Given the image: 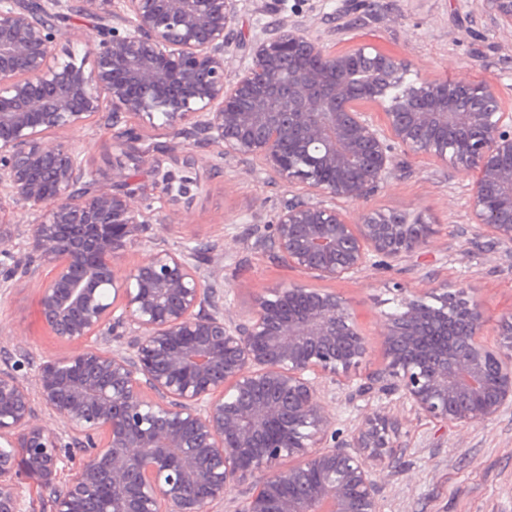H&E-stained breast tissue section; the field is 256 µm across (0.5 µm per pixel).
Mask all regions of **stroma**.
Instances as JSON below:
<instances>
[{
  "instance_id": "1",
  "label": "stroma",
  "mask_w": 512,
  "mask_h": 512,
  "mask_svg": "<svg viewBox=\"0 0 512 512\" xmlns=\"http://www.w3.org/2000/svg\"><path fill=\"white\" fill-rule=\"evenodd\" d=\"M299 27L332 52L359 44L409 58L421 72L451 81L496 83L505 111L512 113V31H493L479 0H240L225 78L248 63L247 47L276 24ZM147 156L124 146L120 128L105 120L90 121L79 131L47 133L50 141L67 140L81 152L84 165L99 178L119 173L137 188V204L149 235L172 248L214 244L224 249V306L247 312L250 287L276 289L300 279L268 248L256 242L254 229L270 224L288 202L303 197L257 171L243 160L225 156L215 144H199L193 155L207 167L191 169L174 160L173 145L183 141L177 130L141 124L131 118ZM194 181V200L182 220L169 222L175 204L165 186L167 173ZM472 181L452 165L396 151L392 174L366 208L376 215H395L407 222L432 225V247L380 271L333 282L353 309L368 342L358 365L340 373L332 384L334 431L346 437L375 413L397 419L392 435L402 452L396 462L381 463L384 512H512V411L495 420L460 429L444 427L395 396L350 401L348 395L374 373L382 356L378 336L382 314L396 306V291H424L436 284L456 288L474 285L485 305L486 338L502 343L499 321L512 311V256L487 236L470 232ZM28 232L27 216L11 202L0 203V233L11 237L12 254H0V269L13 270L11 288L0 291V366H16L20 377L33 378L49 351H70L45 329L38 293L17 274ZM51 479L21 473L25 512H54L55 497L77 472L81 455L66 448Z\"/></svg>"
}]
</instances>
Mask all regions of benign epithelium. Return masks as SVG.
I'll return each mask as SVG.
<instances>
[{"label": "benign epithelium", "mask_w": 512, "mask_h": 512, "mask_svg": "<svg viewBox=\"0 0 512 512\" xmlns=\"http://www.w3.org/2000/svg\"><path fill=\"white\" fill-rule=\"evenodd\" d=\"M238 2L0 0V190L33 216L23 274L43 322L77 345L44 355L31 380L0 369V512H22L17 468L50 477L63 448L82 460L56 512H212L247 475L235 512L383 508L375 457L388 447L387 418L326 444V385L367 353L346 301L293 281L253 289L248 314L231 315L221 258L203 271L199 248L152 242L123 176L101 182L47 132L103 112L114 124L192 123L224 153L305 188L310 199L274 216L271 245L319 280L429 246L403 219L360 211L398 149L473 174L471 223L512 246V113L494 83L419 72L393 96L410 60L367 44L330 52L286 23L248 46L227 83ZM112 6L126 28L94 30L81 56L56 48L46 17ZM480 6L512 31V0ZM128 244L140 261L114 263ZM397 305L382 315L383 363L360 393L396 395L460 428L512 409V353L485 339L473 286L402 288ZM432 336L445 345L430 348Z\"/></svg>", "instance_id": "7a95c632"}]
</instances>
